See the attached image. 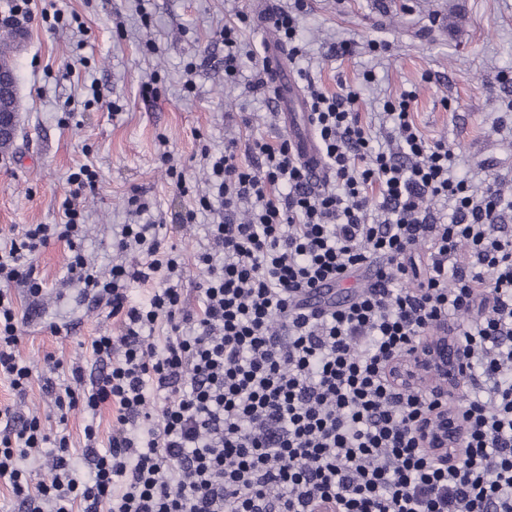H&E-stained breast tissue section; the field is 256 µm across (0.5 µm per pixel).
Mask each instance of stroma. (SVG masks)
I'll list each match as a JSON object with an SVG mask.
<instances>
[{
  "label": "stroma",
  "instance_id": "1",
  "mask_svg": "<svg viewBox=\"0 0 512 512\" xmlns=\"http://www.w3.org/2000/svg\"><path fill=\"white\" fill-rule=\"evenodd\" d=\"M300 36L305 56L290 72L306 70L329 91L338 79L362 83L363 120L380 126L386 100L417 93L414 120L428 137L445 139L458 170L473 184L500 173L512 191V127L497 116L512 104V0H307ZM32 18L17 28L14 68L22 108L12 147L0 151V244L27 224H61L67 179L84 164L98 172L83 208L85 246L102 268L112 265V227L124 223L125 196L139 187L161 211L185 205L169 183L158 156L170 152L187 179L204 184L194 156L200 144L219 151L229 139L264 137L277 141L285 129L262 94L245 80L224 79V46L216 39L225 21L252 12V0H33ZM77 15L81 31L54 27L43 13ZM388 42V52L372 51ZM194 67V89L184 92V68ZM158 76V95L146 98L141 86ZM94 84L88 94L86 84ZM254 115L251 127L242 113ZM70 252L57 242L34 259L43 283L33 298L13 288L25 319L19 356L35 373L25 397L0 380V409L35 414L53 432L69 437L74 453L84 446V427L99 431L107 447L114 413L71 411L58 421L39 375L46 356L80 360L86 375L97 364L91 341L116 329L105 308L78 298L65 282ZM67 321L70 331L55 335L49 323Z\"/></svg>",
  "mask_w": 512,
  "mask_h": 512
}]
</instances>
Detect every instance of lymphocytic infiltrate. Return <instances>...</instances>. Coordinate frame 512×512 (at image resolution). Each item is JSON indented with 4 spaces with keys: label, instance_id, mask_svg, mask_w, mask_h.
Segmentation results:
<instances>
[{
    "label": "lymphocytic infiltrate",
    "instance_id": "1",
    "mask_svg": "<svg viewBox=\"0 0 512 512\" xmlns=\"http://www.w3.org/2000/svg\"><path fill=\"white\" fill-rule=\"evenodd\" d=\"M307 98L323 177L284 137L203 151L211 196L152 219L132 190L139 220L118 225L112 246L138 258L104 273L80 240L78 201L97 181L86 164L67 179L65 223L13 235L0 255V379L18 396L34 374L11 287L41 293L31 256L65 242L68 281L120 321L91 342L93 379L75 362L56 383L53 358L41 374L59 420L116 409L107 447L85 426L86 466L66 433L0 410V479L24 512H512V199L498 178L474 187L457 175L447 141L415 125V92L386 106L393 151L373 147L357 90L311 82ZM202 209L217 220L194 257L189 310L185 259L161 231ZM362 272L345 301L311 300ZM137 288L148 297L135 300ZM441 323L465 356V384L445 402L465 434L444 464L416 436L439 396L389 377L391 360L412 359ZM34 455L51 471L37 485L23 466Z\"/></svg>",
    "mask_w": 512,
    "mask_h": 512
}]
</instances>
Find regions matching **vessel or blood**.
<instances>
[{"label":"vessel or blood","mask_w":512,"mask_h":512,"mask_svg":"<svg viewBox=\"0 0 512 512\" xmlns=\"http://www.w3.org/2000/svg\"><path fill=\"white\" fill-rule=\"evenodd\" d=\"M265 55L270 86L279 101L288 139L302 161L311 165L317 164V141L310 128L305 99L288 70L287 52L281 44L270 39L265 44Z\"/></svg>","instance_id":"b4317fda"}]
</instances>
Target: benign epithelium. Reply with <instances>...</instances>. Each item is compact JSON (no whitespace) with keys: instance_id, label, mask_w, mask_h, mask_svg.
Listing matches in <instances>:
<instances>
[{"instance_id":"obj_1","label":"benign epithelium","mask_w":512,"mask_h":512,"mask_svg":"<svg viewBox=\"0 0 512 512\" xmlns=\"http://www.w3.org/2000/svg\"><path fill=\"white\" fill-rule=\"evenodd\" d=\"M14 80V73L0 68V141L14 136ZM416 357L420 365L414 376L408 377L400 367L394 371L396 381L408 379L412 383L425 385L435 390L442 399L454 393L457 382L464 376V355L455 345L454 338L448 335V327L439 326L423 337ZM464 432L465 427L456 415L443 406L437 410L435 422L422 431V442L436 455L444 456L448 448L460 442Z\"/></svg>"}]
</instances>
